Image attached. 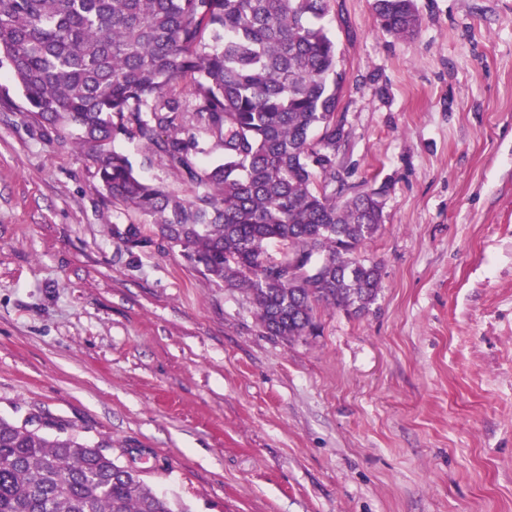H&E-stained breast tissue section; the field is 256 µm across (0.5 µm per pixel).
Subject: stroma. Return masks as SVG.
I'll return each instance as SVG.
<instances>
[{
  "label": "stroma",
  "instance_id": "obj_1",
  "mask_svg": "<svg viewBox=\"0 0 512 512\" xmlns=\"http://www.w3.org/2000/svg\"><path fill=\"white\" fill-rule=\"evenodd\" d=\"M372 3L325 24L336 165L386 189L381 289L291 341L105 199L71 136L0 107V417L147 449L174 512H512V0H417L409 38ZM113 147L191 196L137 137Z\"/></svg>",
  "mask_w": 512,
  "mask_h": 512
}]
</instances>
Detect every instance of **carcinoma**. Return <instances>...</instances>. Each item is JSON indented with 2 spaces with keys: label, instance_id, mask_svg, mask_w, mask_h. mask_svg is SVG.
Segmentation results:
<instances>
[{
  "label": "carcinoma",
  "instance_id": "obj_1",
  "mask_svg": "<svg viewBox=\"0 0 512 512\" xmlns=\"http://www.w3.org/2000/svg\"><path fill=\"white\" fill-rule=\"evenodd\" d=\"M332 0H0V66L22 111L75 131L104 196L149 216L205 275L242 290L261 326L291 340L327 304L363 313L381 288L362 255L383 224L384 190L350 194L336 169L345 76L321 21ZM388 33L411 37L415 0H374ZM196 116L223 150L201 166ZM138 137L193 187L183 199L112 147ZM0 417V512H173L113 455L56 427Z\"/></svg>",
  "mask_w": 512,
  "mask_h": 512
}]
</instances>
